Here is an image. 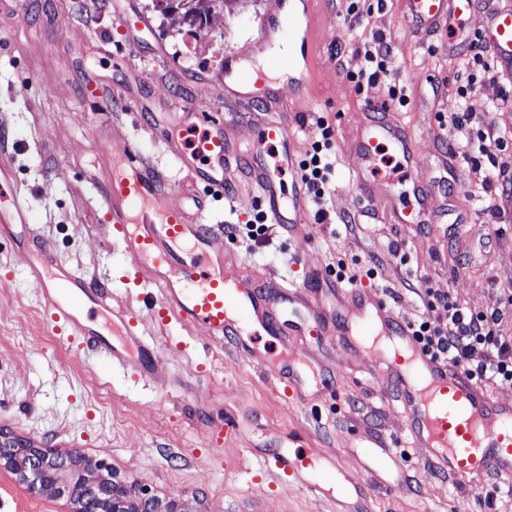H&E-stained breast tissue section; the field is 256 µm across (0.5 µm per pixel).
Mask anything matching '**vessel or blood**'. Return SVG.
<instances>
[{"label": "vessel or blood", "instance_id": "obj_1", "mask_svg": "<svg viewBox=\"0 0 512 512\" xmlns=\"http://www.w3.org/2000/svg\"><path fill=\"white\" fill-rule=\"evenodd\" d=\"M405 28L450 25L471 13L474 0H402ZM284 0H272L254 43L265 62L257 70L237 68V56L224 61L225 96L264 102L251 146H243L230 119H208L193 103L182 106L165 141L191 182L213 189L231 183L244 170L272 223L293 228L307 210L301 182L285 188L281 169H296V139L288 111L278 108L282 92L306 107L311 75L312 30L308 13L284 14ZM283 34L289 54L266 48ZM504 69L512 68V10L502 8L482 33ZM399 155L410 183V199L391 208L396 224L429 221L434 186L415 178L419 152L390 105L370 107L358 128L353 150L361 161L356 180L363 196L378 183L373 163L381 148ZM276 164H268L267 154ZM104 205L112 215V235L135 261L128 277L145 281L144 301L158 321L173 318L205 329L212 339H231L235 353L247 362L268 366L287 396L302 393L308 361L322 351L324 339L337 337L345 349L360 346L358 324L373 328L378 342L369 350L374 369L385 373L406 419L408 447L422 449L421 459L470 490L496 475L512 483V404L491 399L461 366L432 357L416 340L410 323L378 292L340 288L315 272L303 282L280 279L257 284L237 275L221 238L201 224L205 200L193 197L192 208L172 207L164 180L137 156L132 145L119 151ZM392 195V181H385ZM28 207L12 186L7 167H0V229L22 227L30 246L27 275L51 326L80 351L103 352L113 368L144 384L160 378L155 343L131 311L114 305L87 279L63 270L53 246L30 224ZM368 455L378 472L397 466L399 457L382 439L371 442ZM259 473L283 483L323 492L308 474L300 452L275 451L258 459Z\"/></svg>", "mask_w": 512, "mask_h": 512}]
</instances>
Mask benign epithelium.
I'll list each match as a JSON object with an SVG mask.
<instances>
[{
    "mask_svg": "<svg viewBox=\"0 0 512 512\" xmlns=\"http://www.w3.org/2000/svg\"><path fill=\"white\" fill-rule=\"evenodd\" d=\"M0 471L11 474L28 494H50L65 500L69 512H182L179 504L161 498L103 460L77 451L59 453L31 441H19L0 433ZM80 480L103 493L95 502L72 494Z\"/></svg>",
    "mask_w": 512,
    "mask_h": 512,
    "instance_id": "obj_1",
    "label": "benign epithelium"
}]
</instances>
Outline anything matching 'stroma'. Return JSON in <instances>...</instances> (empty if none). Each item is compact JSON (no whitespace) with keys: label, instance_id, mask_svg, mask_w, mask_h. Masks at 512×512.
Listing matches in <instances>:
<instances>
[{"label":"stroma","instance_id":"stroma-1","mask_svg":"<svg viewBox=\"0 0 512 512\" xmlns=\"http://www.w3.org/2000/svg\"><path fill=\"white\" fill-rule=\"evenodd\" d=\"M366 3L371 11L364 27L394 45L391 67L407 89L408 103L399 113L420 144L414 175L434 181L432 211L448 209L467 229L453 241L440 223L395 224L387 201L362 196L353 139L365 110L389 103L388 85L381 81L353 91L345 74L359 70L363 60L345 47L346 2L312 0L314 78L309 109L295 114L294 127L302 150L316 135L319 118L335 129L330 217L321 223L310 212L301 230L274 224L267 243L248 249L235 242L228 249L261 281H301L344 262L356 271L358 287L381 292L410 322L429 314L419 289L448 292L471 310H503L501 327L512 335V306L498 292L512 282V184L497 177L512 171V141L481 157L483 170L494 177L487 191L471 183L466 164L449 162L446 152L462 136L454 117L463 110L482 129L512 134V72L460 96L468 49L451 55L442 48L444 33L405 29L401 0ZM269 8L270 0H234L210 26L208 38L189 52L180 27L154 11L152 0H0V141L13 182L29 202L28 221L39 226L63 264L140 317L148 310L139 288L122 281L132 260L105 234L102 204L114 151L133 143L141 159L164 170L170 203L187 205L184 175L166 151L160 125L195 99L206 117L231 116L240 139L253 140L257 106L225 99L214 84L226 56L262 64L252 42ZM141 18L147 22L142 31L133 26ZM59 26L70 35L62 48L54 45ZM141 71L151 79L145 108L129 95ZM87 73L114 97L112 107L85 94ZM24 83L28 92L14 95L13 87ZM373 258L379 270L369 279L365 271ZM412 267L417 276L409 291L404 283ZM1 277L9 285L0 287V431L44 448H75L107 459L159 496L177 500L184 512H336L335 496L252 480L253 446L268 453L296 432L315 451L338 456L352 479L364 480L360 444L378 436L404 439L400 407L363 351L327 346L339 392L291 399L268 371L237 358L230 344L173 321L153 333L164 376L144 385L111 374L100 356L79 353L76 344L54 333L25 278L24 255L8 234L0 237ZM202 361L223 382L222 391H211L196 376ZM248 411L256 413L259 429L225 438L219 464L211 465L205 424ZM400 454L406 484L397 491L375 490L371 512H512V500L492 502L485 492H466L423 464L419 449ZM65 510L63 500L29 495L10 475L0 476V512Z\"/></svg>","mask_w":512,"mask_h":512}]
</instances>
